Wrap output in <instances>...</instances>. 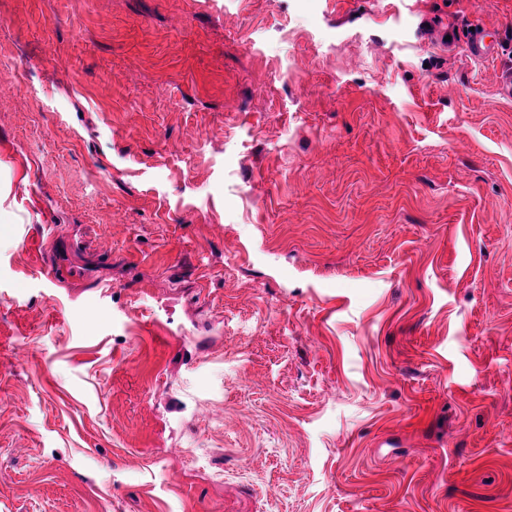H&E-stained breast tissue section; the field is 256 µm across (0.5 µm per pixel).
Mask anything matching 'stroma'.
<instances>
[{
  "label": "stroma",
  "instance_id": "obj_1",
  "mask_svg": "<svg viewBox=\"0 0 512 512\" xmlns=\"http://www.w3.org/2000/svg\"><path fill=\"white\" fill-rule=\"evenodd\" d=\"M466 18L512 0H0V512H512Z\"/></svg>",
  "mask_w": 512,
  "mask_h": 512
}]
</instances>
